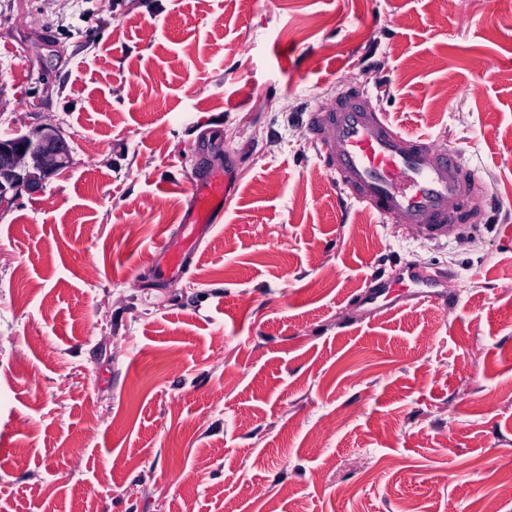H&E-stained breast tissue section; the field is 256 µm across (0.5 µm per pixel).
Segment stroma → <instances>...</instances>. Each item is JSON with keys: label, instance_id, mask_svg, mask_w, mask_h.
Wrapping results in <instances>:
<instances>
[{"label": "stroma", "instance_id": "1", "mask_svg": "<svg viewBox=\"0 0 512 512\" xmlns=\"http://www.w3.org/2000/svg\"><path fill=\"white\" fill-rule=\"evenodd\" d=\"M350 86L482 181L436 242L340 199ZM0 512H512V0H0ZM223 216L158 278L189 182ZM414 265L439 300L363 311ZM70 148L53 126L36 135L0 138V205L12 199L21 187L30 189L42 178L68 168ZM32 168L35 172H30Z\"/></svg>", "mask_w": 512, "mask_h": 512}]
</instances>
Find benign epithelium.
Instances as JSON below:
<instances>
[{"instance_id": "7a95c632", "label": "benign epithelium", "mask_w": 512, "mask_h": 512, "mask_svg": "<svg viewBox=\"0 0 512 512\" xmlns=\"http://www.w3.org/2000/svg\"><path fill=\"white\" fill-rule=\"evenodd\" d=\"M70 148L53 126L35 135L0 138V204L22 187L30 189L43 178L68 168Z\"/></svg>"}]
</instances>
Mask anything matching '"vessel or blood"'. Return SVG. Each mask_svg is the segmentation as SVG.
Returning a JSON list of instances; mask_svg holds the SVG:
<instances>
[{
	"label": "vessel or blood",
	"instance_id": "vessel-or-blood-1",
	"mask_svg": "<svg viewBox=\"0 0 512 512\" xmlns=\"http://www.w3.org/2000/svg\"><path fill=\"white\" fill-rule=\"evenodd\" d=\"M307 133L318 147V158L340 192L383 223L412 228L437 239L454 230L465 210L475 181L458 156L434 141L398 129L364 94L346 90L333 104L310 110ZM192 206L183 218L180 240H166L165 272L181 274L186 259L226 205L231 188L228 176L209 175L194 180ZM438 280L424 278L414 267H404L381 288H366L365 305L377 306L401 289H414L415 299H426Z\"/></svg>",
	"mask_w": 512,
	"mask_h": 512
}]
</instances>
